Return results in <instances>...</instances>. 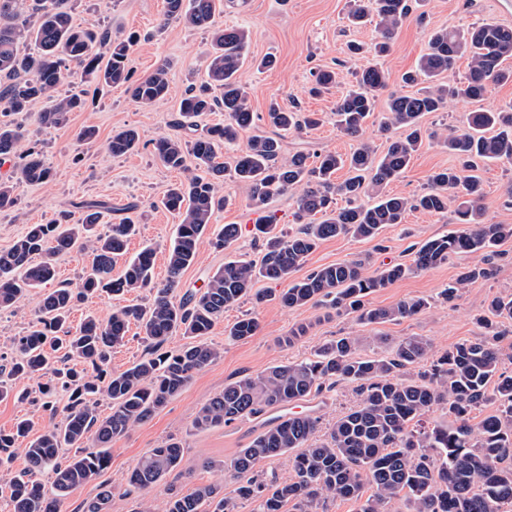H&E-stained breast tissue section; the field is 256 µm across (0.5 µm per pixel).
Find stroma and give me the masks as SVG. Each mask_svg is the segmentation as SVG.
Masks as SVG:
<instances>
[{"mask_svg":"<svg viewBox=\"0 0 512 512\" xmlns=\"http://www.w3.org/2000/svg\"><path fill=\"white\" fill-rule=\"evenodd\" d=\"M353 3L354 0H216L211 26L202 29L179 21L163 22L166 0H71L70 13L76 25L87 29L106 25L116 32L136 33L137 41L130 52L135 76L150 74L163 61H170L171 94L164 102L147 105L135 102L125 87H103L89 94L87 107L72 113L69 124L63 128H41L30 116L13 115V122L37 142L54 178L45 185L18 184L16 206L0 212V251L11 247L29 225L60 218L80 202L103 203V217L97 231L105 233L109 225L126 217L127 205L135 202L139 205L136 212L139 224L128 251L134 254L144 245H152L155 279L165 280L167 252L178 219L160 207L159 201L183 174L159 162L152 152V143L160 136L176 134L175 121L182 95L189 86L206 77L211 32L215 29L238 26L249 32L247 60L238 77L247 88V104L255 116L251 134H271L265 117L270 104L275 102L302 112L318 113L321 118L317 127L283 133L284 155L299 151L310 155H347L362 139L371 144L375 154H383L387 135L380 128L381 112H374L367 120L358 140L341 135L335 125L334 104L365 64L364 57L350 53V45L367 47L380 36L375 24L350 26L347 15ZM501 3L502 0H425L422 15H410L393 34L390 52L382 60L383 67L395 76L414 68L426 51L430 35L438 29H465L483 23L512 26V11L504 10ZM268 55L275 56V66L269 70L258 69V61ZM323 69L338 72L339 82L322 95H310L308 89L314 75ZM510 103L512 83L492 84L483 98L453 101L445 111L425 114L421 125L428 131H440L460 124L466 113ZM88 126L96 129V140L89 144L79 142V131ZM129 127L139 133L138 150L112 156L107 149L109 138ZM459 165V160L439 141H427L405 173L390 182L386 190L401 196L419 194L426 189L433 171ZM480 175L484 182L482 204L488 219L495 224H512V196L506 192L512 185V164L488 163ZM224 194L228 202L223 210L215 213L212 224L240 225L241 234L225 250L202 245L195 262L182 274L179 292L205 288L212 274L223 267L225 259L256 260L261 256V244L253 234L260 215L250 205V185L226 178ZM455 228L453 212L413 211L406 214L403 223L384 226L374 240L343 234L322 241L297 275L302 278L320 267L353 259L362 260L366 271L372 274L389 263L409 262L412 247ZM475 265L488 268L489 276L467 283L454 301H444L442 289ZM253 288L270 293V300L258 304L243 299L225 309L223 321L207 338L219 350V357L195 373L163 409L113 440L107 450V468L98 481L86 483L72 493L63 506L64 512H81L84 505L96 499L103 483L115 489L108 512H136L137 499L122 496L120 488L145 453L171 439L183 447L180 465L183 476L176 484L178 491L187 493L197 485L220 480L225 495H232L236 487L232 474L203 468L202 463L230 459L238 449L248 447L270 426L271 416L265 413L244 417L199 430L194 428L193 420L207 400L241 376L314 357L324 343L340 336L363 337L364 342L356 351L360 357L388 355L398 342L408 337L427 340L443 351L484 336L483 319L489 301L496 296L512 295V239L482 254L451 256L444 264L414 272L369 295L368 302L374 307H389L411 298L428 299L431 307L425 314L399 321L365 325L354 316L339 315L321 307L287 309L276 299L282 283L261 278ZM41 295V289H30L15 307L0 311V355H11L15 338L30 330ZM150 300L151 294L146 290L94 295L73 310L70 323L76 326L86 316L105 317L120 306L146 305ZM245 316L258 321L256 335L241 341L228 338L226 327ZM300 324L307 325L306 336L293 345L282 344V337ZM47 381V375L38 373L15 382V389L28 390L30 397L24 401L12 398L0 401V429H10L21 417L31 418L40 428L48 424L41 395ZM360 399L353 383H339L316 395L319 436H327L336 420L353 410Z\"/></svg>","mask_w":512,"mask_h":512,"instance_id":"obj_1","label":"stroma"}]
</instances>
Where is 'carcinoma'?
<instances>
[{
    "label": "carcinoma",
    "instance_id": "1",
    "mask_svg": "<svg viewBox=\"0 0 512 512\" xmlns=\"http://www.w3.org/2000/svg\"><path fill=\"white\" fill-rule=\"evenodd\" d=\"M216 0H166L164 20L175 19L191 27L211 21ZM411 10L410 0H354L349 19L361 24L374 16L382 40L374 45L377 55L389 52V39ZM136 36L93 31L75 25L64 0H0V157L14 160V179L0 180V210L16 203L14 183L47 184L53 173L43 163L35 144L23 129L5 117L30 112L47 100L50 107L35 115L44 126L65 127L70 115L85 105L87 91L57 95L58 88L77 70L86 84L124 85L140 103L163 101L170 93L168 64L135 79L129 67V51ZM33 42L37 51L20 50ZM249 34L242 27L214 31L208 64V81L188 89L179 105L176 125L192 131V137L161 136L153 142L154 155L166 166L188 172L185 180L168 188L161 200L167 211L179 218L173 244L167 254V277L158 283L154 275V248L143 247L128 258L127 246L135 223L124 218L109 225L105 234L95 231L101 217L98 203H80L79 217L62 215L53 224H32L11 248L0 251V310L13 307L30 288L55 276L53 257L60 252L92 255L89 272L76 288H51L40 300L36 324L14 340V355L8 376L20 380L46 369L52 355L63 352L64 367L53 373L64 378L68 402L60 407L43 402L50 416L62 415L61 425H52L30 438L34 422L18 421L10 430H0V464L23 449L27 466L9 484L13 512H62L70 494L96 479L108 464L112 440L161 410L179 394L193 375L216 360V348L201 340L224 319V309L243 298L261 303L263 293L252 292L254 281L265 278L281 282L299 270L320 241L351 234L373 240L387 224H401L409 211L441 214L454 208L463 229L431 237L414 249L412 263L390 264L374 274L361 260L328 265L283 289L277 300L284 308L305 305L328 306L336 313L355 315L366 325L400 320L425 313L423 298L402 301L393 307H370L365 298L405 278L416 270L436 267L458 253H477L500 240L512 238V224L488 221L482 205L483 183L474 173L485 159L512 162V103L495 110L470 112L465 121L448 131L440 143L463 161L462 169L432 172L427 189L415 196L387 194L385 186L409 167L423 146L420 126L427 112H442L456 99L477 100L487 85L512 83V68L503 62L512 58V27L484 23L467 30L439 29L430 36L417 68L401 75L407 85L419 89L411 95L389 96L380 128L402 133L389 138L386 152L376 157L367 142L350 155L326 153L309 156L297 152L282 158L277 136L253 135L233 159L232 176L252 187L251 201L263 210L275 197L289 191L296 195V217L303 227L284 236L272 218L254 225L262 241L260 264L231 259L224 262L204 289L174 296L183 272L195 261L200 245L215 249L231 245L238 225L226 224L214 237L205 233L214 212L226 202L223 195L227 166L221 162L223 146L237 142L254 123L247 106V90L239 81L248 48ZM108 46V57L97 46ZM467 60V74L455 80L457 62ZM390 75L367 64L356 84L336 100L337 128L344 136L357 138L376 109L379 95ZM224 110V124L201 132L188 120L216 109ZM266 120L277 130L313 126L310 115L270 107ZM140 143L133 128L122 129L109 139L114 156L136 150ZM348 168L351 176L336 181V171ZM380 194L371 206L358 203L366 190ZM348 202L333 208L334 197ZM42 256L35 263L33 257ZM121 276L112 277L119 260ZM490 270L475 266L461 273L442 297L450 302L469 282L486 277ZM148 289L153 300L147 307L126 305L105 317L88 315L79 328L67 326L76 303L90 295H113ZM493 316L512 317V297H495L488 305ZM136 323L152 345L153 357L122 372L109 369L112 349L125 342L130 324ZM253 317L236 321L228 335L243 340L256 334ZM178 332L197 339L176 352L163 350L168 338ZM501 336L458 343L436 356L416 376L401 371L420 365L431 351L430 343L408 338L387 356L360 358L354 352L361 336H343L323 345L316 357L270 368L224 385L197 412L194 426L208 429L244 416L319 393L341 382L357 384L360 404L339 418L329 437L317 438L318 420L310 414L285 416L261 432L247 448L228 463L208 461L205 467L232 470L240 481L236 498L224 496V482L201 484L189 494H170L158 507L145 496L153 487L172 484L182 477L179 470L183 449L167 442L151 449L130 472L126 493L143 494L136 512H235V499L256 503L254 512H282L292 501L298 512H313L323 498L359 502L358 512H389L396 499H405L408 512H499L502 503L512 504V374L500 370ZM103 396L112 402V412L100 417L94 401ZM487 402L500 405L498 413L478 427L470 414ZM434 406L448 409L453 423L430 426L425 414ZM73 448L69 457L59 449ZM293 477L283 482H265L256 466L283 457L290 451ZM52 473L47 491L37 480ZM375 488L362 499L364 480ZM112 499V486L103 484L97 500L86 512H105Z\"/></svg>",
    "mask_w": 512,
    "mask_h": 512
}]
</instances>
